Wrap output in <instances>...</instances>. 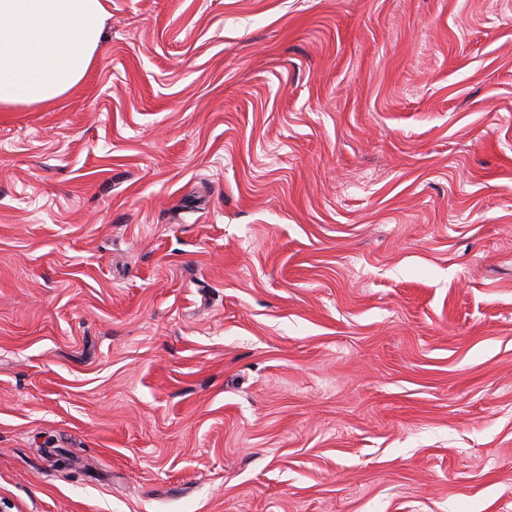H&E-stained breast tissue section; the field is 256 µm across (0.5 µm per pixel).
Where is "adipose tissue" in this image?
I'll return each mask as SVG.
<instances>
[{
    "label": "adipose tissue",
    "mask_w": 512,
    "mask_h": 512,
    "mask_svg": "<svg viewBox=\"0 0 512 512\" xmlns=\"http://www.w3.org/2000/svg\"><path fill=\"white\" fill-rule=\"evenodd\" d=\"M103 0H0V105L48 104L73 89L101 44Z\"/></svg>",
    "instance_id": "ef3b65f1"
}]
</instances>
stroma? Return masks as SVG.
<instances>
[{"mask_svg":"<svg viewBox=\"0 0 512 512\" xmlns=\"http://www.w3.org/2000/svg\"><path fill=\"white\" fill-rule=\"evenodd\" d=\"M0 108L9 512H512V0H105Z\"/></svg>","mask_w":512,"mask_h":512,"instance_id":"1","label":"stroma"}]
</instances>
